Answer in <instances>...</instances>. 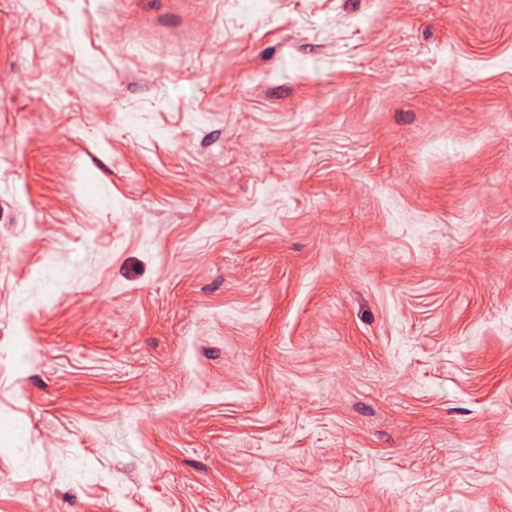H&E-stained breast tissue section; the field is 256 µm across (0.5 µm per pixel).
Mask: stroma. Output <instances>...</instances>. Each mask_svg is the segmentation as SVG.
Returning <instances> with one entry per match:
<instances>
[{"mask_svg":"<svg viewBox=\"0 0 512 512\" xmlns=\"http://www.w3.org/2000/svg\"><path fill=\"white\" fill-rule=\"evenodd\" d=\"M1 482L512 512V0H0Z\"/></svg>","mask_w":512,"mask_h":512,"instance_id":"35a3bbf8","label":"stroma"}]
</instances>
